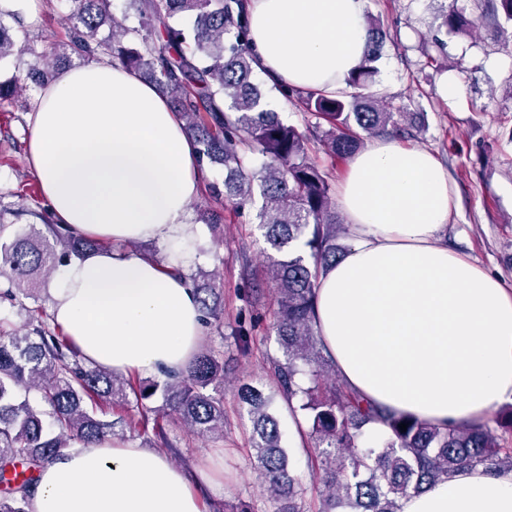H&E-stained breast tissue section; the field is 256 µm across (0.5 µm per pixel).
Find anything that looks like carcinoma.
<instances>
[{"mask_svg": "<svg viewBox=\"0 0 512 512\" xmlns=\"http://www.w3.org/2000/svg\"><path fill=\"white\" fill-rule=\"evenodd\" d=\"M70 46L89 56L101 52L153 83L185 120L199 165H224V199L243 209L262 200L256 219L276 256L269 280L276 310L272 329L284 359L272 361L281 397L293 415L309 424L316 451L314 479L319 512H399V502L448 475L481 467L490 475L512 471V450L502 448L490 427L462 423L441 429L411 415L378 410L339 380L323 375L328 358L317 335L313 300L325 267L346 247L347 225L336 212L327 173L308 157L318 144L331 159H346L364 148L365 138L408 133L410 113L363 92L378 73L388 34L380 20L365 22L366 51L348 78L352 92L304 93L277 86L284 98L316 119L302 131L263 107L252 83L255 57L249 46L244 0H127L139 18L129 27L112 17V0H73ZM486 14L505 39L512 38V0H487ZM450 34L467 33L475 21L451 5L437 15ZM112 24V39H97ZM150 26L156 39L142 34ZM46 60L34 62L25 79L44 87L55 78ZM100 249V241L62 224L43 221L12 239H0V301L32 297L36 285L57 266ZM203 321L223 322L217 286L209 274L190 273ZM224 359L198 353L179 376L136 386L97 366H89L62 331L50 328L34 309L26 332L0 319V512H28L31 490L42 465L75 444L122 441L148 424L140 419H101L102 404L128 408L129 395L144 400L156 391L163 410L201 437L224 434ZM36 389L45 408L32 405ZM250 416L254 471L260 488L274 500L287 499L277 512H303L302 494L271 397L251 386L239 389ZM379 421L386 436L367 445L364 428ZM407 424L401 431L399 424Z\"/></svg>", "mask_w": 512, "mask_h": 512, "instance_id": "carcinoma-1", "label": "carcinoma"}]
</instances>
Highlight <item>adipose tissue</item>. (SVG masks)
Returning <instances> with one entry per match:
<instances>
[{"label":"adipose tissue","mask_w":512,"mask_h":512,"mask_svg":"<svg viewBox=\"0 0 512 512\" xmlns=\"http://www.w3.org/2000/svg\"><path fill=\"white\" fill-rule=\"evenodd\" d=\"M365 0H248L256 69L303 91L345 88L365 49ZM55 223L109 241L62 265L51 313L116 374H179L203 334L187 277L199 256L188 204L196 151L155 86L101 55L38 90L26 148ZM337 205L353 239L326 268L315 325L341 381L435 426L479 423L512 400V290L439 238L452 199L427 150L379 138L352 156ZM155 242L166 263L134 253ZM31 512H202L182 471L119 442L47 462ZM399 512H512V472H456Z\"/></svg>","instance_id":"adipose-tissue-1"}]
</instances>
